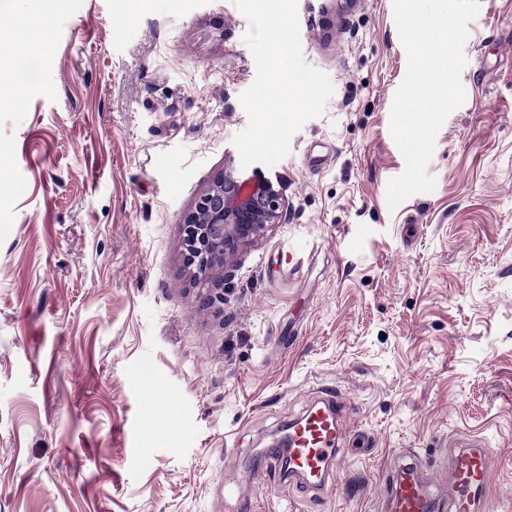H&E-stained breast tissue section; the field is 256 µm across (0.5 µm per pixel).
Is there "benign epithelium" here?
Here are the masks:
<instances>
[{
    "mask_svg": "<svg viewBox=\"0 0 512 512\" xmlns=\"http://www.w3.org/2000/svg\"><path fill=\"white\" fill-rule=\"evenodd\" d=\"M287 216L288 202L271 181L255 178L246 186L224 167L180 223L182 263L207 288L206 301L224 302V280L238 257Z\"/></svg>",
    "mask_w": 512,
    "mask_h": 512,
    "instance_id": "7a95c632",
    "label": "benign epithelium"
}]
</instances>
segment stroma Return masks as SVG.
<instances>
[{"mask_svg": "<svg viewBox=\"0 0 512 512\" xmlns=\"http://www.w3.org/2000/svg\"><path fill=\"white\" fill-rule=\"evenodd\" d=\"M334 93L275 166L285 223L206 306L179 224L248 124L234 0H20L0 16V512H371L403 449L485 438L512 490V0L468 25L432 192L396 209L407 68L392 0H298ZM302 258L300 274L282 253ZM373 447L337 485L243 482L320 386ZM162 413L141 424L146 390Z\"/></svg>", "mask_w": 512, "mask_h": 512, "instance_id": "35a3bbf8", "label": "stroma"}]
</instances>
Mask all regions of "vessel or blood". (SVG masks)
<instances>
[{"instance_id":"b4317fda","label":"vessel or blood","mask_w":512,"mask_h":512,"mask_svg":"<svg viewBox=\"0 0 512 512\" xmlns=\"http://www.w3.org/2000/svg\"><path fill=\"white\" fill-rule=\"evenodd\" d=\"M345 409L340 390L323 388L289 422L287 447L271 449L255 483L281 493L298 483L316 494L334 483L345 455L358 445ZM448 446V462L430 470L422 469L415 451L405 452L374 512H484L494 478L481 438L460 434Z\"/></svg>"}]
</instances>
